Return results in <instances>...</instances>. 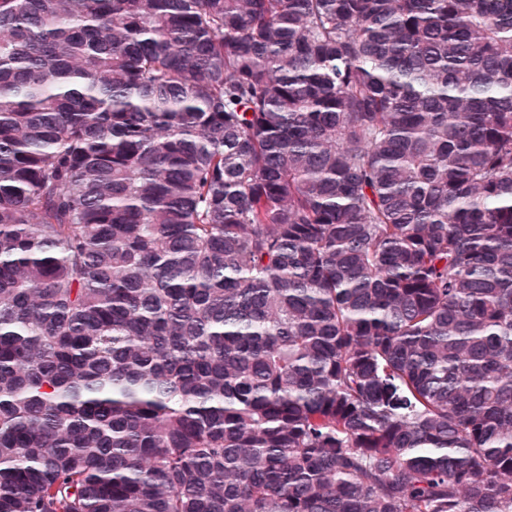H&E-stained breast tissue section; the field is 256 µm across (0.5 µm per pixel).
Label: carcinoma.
<instances>
[{
  "instance_id": "carcinoma-1",
  "label": "carcinoma",
  "mask_w": 512,
  "mask_h": 512,
  "mask_svg": "<svg viewBox=\"0 0 512 512\" xmlns=\"http://www.w3.org/2000/svg\"><path fill=\"white\" fill-rule=\"evenodd\" d=\"M0 512H512V0H0Z\"/></svg>"
}]
</instances>
